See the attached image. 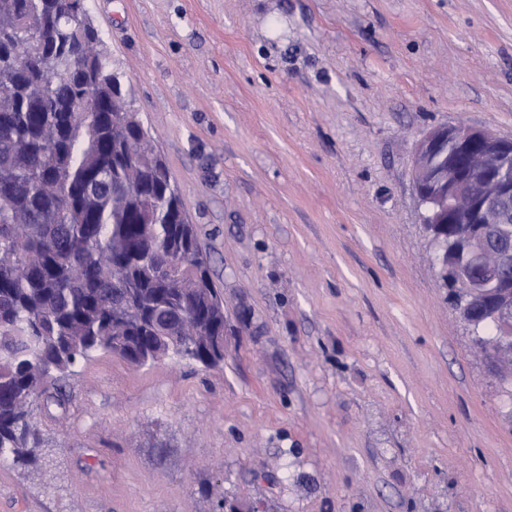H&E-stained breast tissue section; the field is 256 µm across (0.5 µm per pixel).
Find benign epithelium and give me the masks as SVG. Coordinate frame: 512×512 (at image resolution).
Masks as SVG:
<instances>
[{
	"label": "benign epithelium",
	"instance_id": "1",
	"mask_svg": "<svg viewBox=\"0 0 512 512\" xmlns=\"http://www.w3.org/2000/svg\"><path fill=\"white\" fill-rule=\"evenodd\" d=\"M412 168L436 240L467 224L466 259L453 275L473 283L457 304L470 326H498V344L512 348V138L467 126L439 127L417 144Z\"/></svg>",
	"mask_w": 512,
	"mask_h": 512
}]
</instances>
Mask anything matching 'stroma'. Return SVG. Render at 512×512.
<instances>
[{
	"instance_id": "1",
	"label": "stroma",
	"mask_w": 512,
	"mask_h": 512,
	"mask_svg": "<svg viewBox=\"0 0 512 512\" xmlns=\"http://www.w3.org/2000/svg\"><path fill=\"white\" fill-rule=\"evenodd\" d=\"M224 296V366L98 352L0 512H512V385L411 158L512 138V0H86Z\"/></svg>"
}]
</instances>
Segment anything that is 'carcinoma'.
Wrapping results in <instances>:
<instances>
[{"label":"carcinoma","instance_id":"obj_1","mask_svg":"<svg viewBox=\"0 0 512 512\" xmlns=\"http://www.w3.org/2000/svg\"><path fill=\"white\" fill-rule=\"evenodd\" d=\"M52 32L23 55L30 33ZM85 0H0V459L40 461L39 403L103 351L224 364V304Z\"/></svg>","mask_w":512,"mask_h":512}]
</instances>
